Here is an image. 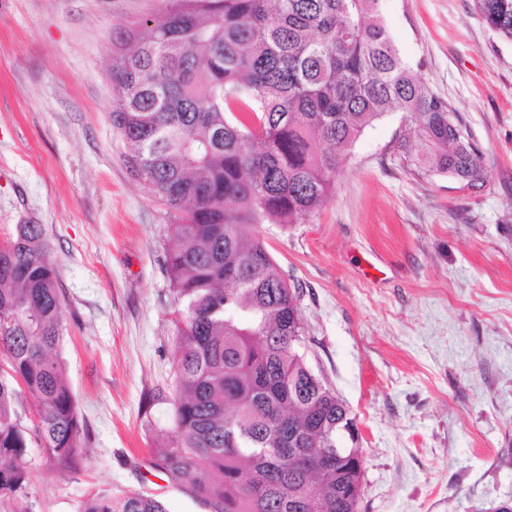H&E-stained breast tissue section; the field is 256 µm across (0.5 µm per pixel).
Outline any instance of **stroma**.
<instances>
[{"label": "stroma", "mask_w": 512, "mask_h": 512, "mask_svg": "<svg viewBox=\"0 0 512 512\" xmlns=\"http://www.w3.org/2000/svg\"><path fill=\"white\" fill-rule=\"evenodd\" d=\"M162 0H0V238L41 224L63 294L61 355L90 442L59 473L28 453L29 512L92 487L211 512L147 463L171 427L174 213L112 126L113 45ZM400 56L484 156L481 189L412 173L403 115L368 127L302 223L258 224L295 284L312 371L356 419L363 512H493L512 497V42L474 0H381Z\"/></svg>", "instance_id": "1"}]
</instances>
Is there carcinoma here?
<instances>
[{
    "instance_id": "carcinoma-1",
    "label": "carcinoma",
    "mask_w": 512,
    "mask_h": 512,
    "mask_svg": "<svg viewBox=\"0 0 512 512\" xmlns=\"http://www.w3.org/2000/svg\"><path fill=\"white\" fill-rule=\"evenodd\" d=\"M121 37L112 125L147 194L179 212L165 258L178 336L172 435L149 465L212 512H362L355 422L300 352L296 288L252 224H298L374 122L403 112L414 173L484 183L448 101L404 62L380 0H165ZM512 41V0H475ZM61 293L40 224L0 238V506L29 484L32 444L79 469L87 431L66 379ZM30 402L29 424L20 407ZM80 512H167L152 495L90 492Z\"/></svg>"
}]
</instances>
